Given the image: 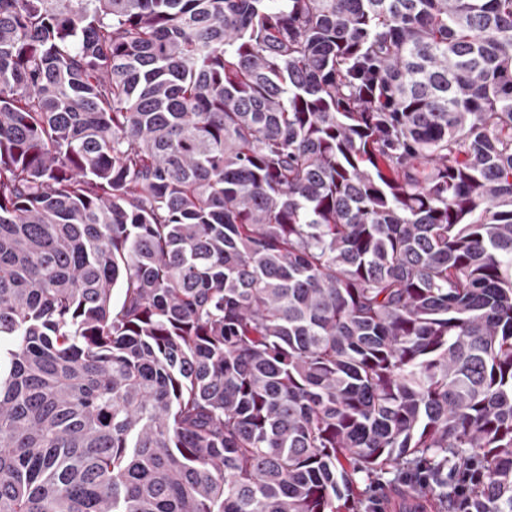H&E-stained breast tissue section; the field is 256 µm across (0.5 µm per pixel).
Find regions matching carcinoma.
I'll return each mask as SVG.
<instances>
[{"mask_svg": "<svg viewBox=\"0 0 512 512\" xmlns=\"http://www.w3.org/2000/svg\"><path fill=\"white\" fill-rule=\"evenodd\" d=\"M416 465L512 512V0H0V512Z\"/></svg>", "mask_w": 512, "mask_h": 512, "instance_id": "cac0c4a2", "label": "carcinoma"}]
</instances>
